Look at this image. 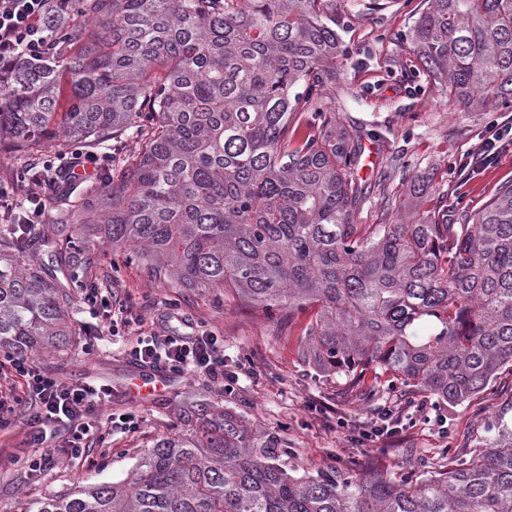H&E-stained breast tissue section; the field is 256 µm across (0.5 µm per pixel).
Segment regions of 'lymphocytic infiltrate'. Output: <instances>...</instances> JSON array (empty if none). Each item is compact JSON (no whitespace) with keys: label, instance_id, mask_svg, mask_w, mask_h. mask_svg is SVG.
<instances>
[{"label":"lymphocytic infiltrate","instance_id":"lymphocytic-infiltrate-1","mask_svg":"<svg viewBox=\"0 0 512 512\" xmlns=\"http://www.w3.org/2000/svg\"><path fill=\"white\" fill-rule=\"evenodd\" d=\"M59 5V0H0V64L12 63L22 56L41 57L47 47L48 22ZM84 167V160L75 156L57 166L53 173L23 176L21 191L30 207L22 213L16 210L13 193L0 189V215L20 224L44 223L48 184L78 179ZM131 357L142 366L182 375L202 374L218 384L238 379L237 372L225 368L223 337L212 332L179 333L164 326L154 331L149 340L139 342L132 349ZM8 364L9 374L22 379L26 397L32 403L28 442L40 454L27 459L29 475L38 476L57 456L73 463L86 461L83 440L90 426L85 417L104 402L106 389L88 384H61L31 357L12 358ZM61 430L67 434L65 447H46L48 434Z\"/></svg>","mask_w":512,"mask_h":512}]
</instances>
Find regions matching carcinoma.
Segmentation results:
<instances>
[{
    "label": "carcinoma",
    "mask_w": 512,
    "mask_h": 512,
    "mask_svg": "<svg viewBox=\"0 0 512 512\" xmlns=\"http://www.w3.org/2000/svg\"><path fill=\"white\" fill-rule=\"evenodd\" d=\"M84 21L14 62L0 138L38 174L44 147H137L101 188L60 189L56 223L0 224V351L73 344L76 266L130 246L149 277L231 288L268 313L314 314L302 355L352 385L381 369L459 403L512 363V184L471 224L448 223L434 177L415 175L409 224H358L368 187L359 137L323 108L340 42L327 0H62ZM413 39L448 98L480 109L512 96V0H429ZM303 92L290 94L298 86ZM309 112L299 137L291 115ZM48 262L38 259V251ZM130 479L46 497L36 512H512V433L468 461L393 482L330 469L295 475L288 445L200 403Z\"/></svg>",
    "instance_id": "carcinoma-1"
}]
</instances>
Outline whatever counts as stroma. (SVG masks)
<instances>
[{
    "instance_id": "1",
    "label": "stroma",
    "mask_w": 512,
    "mask_h": 512,
    "mask_svg": "<svg viewBox=\"0 0 512 512\" xmlns=\"http://www.w3.org/2000/svg\"><path fill=\"white\" fill-rule=\"evenodd\" d=\"M424 0H330L343 54L336 81L325 90V105L346 129L360 131L364 147L353 175L369 183L361 224H396L410 218L404 189L412 176L430 172L448 196V221L475 217L512 182V146L480 174L463 180L459 166L474 151L492 122L512 116V100L485 112L449 101L441 78L428 73L413 52V26ZM97 287L130 304L137 325L111 334L106 315L91 316L82 291L73 297L74 316L86 333L63 353L43 354L42 367L62 382L107 386L111 400L94 411L92 424L131 413L133 431L115 429L112 447H91V462L58 461L29 479L31 450L24 442L22 412L0 431V512H17L20 502L62 496L91 483L120 482L160 438L182 430L180 408L203 401L242 414L258 429L278 435L290 450L289 467L317 472L342 468L377 472L401 480L421 465H444V450L469 459L495 438L487 423L500 418L512 430V370L503 369L482 392L460 404L438 401L412 387L397 386L375 398L345 378L305 365L299 355L308 317L279 310L267 313L228 288L189 289L151 280L130 249H104L93 270ZM177 313L224 338L228 364L251 366L226 392L205 377L171 375L155 398L137 402L128 393L135 364L128 352L138 333L151 331L161 316ZM390 405L402 414L397 430L374 445L351 438L370 428L376 411Z\"/></svg>"
}]
</instances>
